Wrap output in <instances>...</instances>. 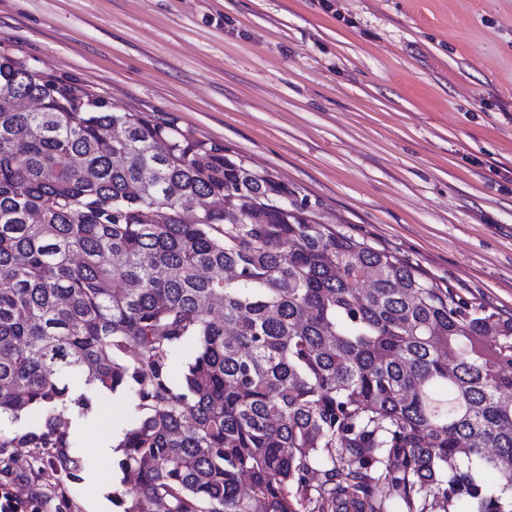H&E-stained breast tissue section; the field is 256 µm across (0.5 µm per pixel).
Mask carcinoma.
Returning <instances> with one entry per match:
<instances>
[{
    "label": "carcinoma",
    "mask_w": 512,
    "mask_h": 512,
    "mask_svg": "<svg viewBox=\"0 0 512 512\" xmlns=\"http://www.w3.org/2000/svg\"><path fill=\"white\" fill-rule=\"evenodd\" d=\"M286 196L0 53V416L38 412L0 456L76 478L68 415L125 389L121 512H512V314Z\"/></svg>",
    "instance_id": "obj_1"
}]
</instances>
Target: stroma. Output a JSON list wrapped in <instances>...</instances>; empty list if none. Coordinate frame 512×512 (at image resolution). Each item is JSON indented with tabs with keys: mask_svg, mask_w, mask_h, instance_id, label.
<instances>
[{
	"mask_svg": "<svg viewBox=\"0 0 512 512\" xmlns=\"http://www.w3.org/2000/svg\"><path fill=\"white\" fill-rule=\"evenodd\" d=\"M0 51L106 107L224 146L332 228L395 251L456 298L512 313V0H0ZM99 401L76 478L0 468L39 512L116 486Z\"/></svg>",
	"mask_w": 512,
	"mask_h": 512,
	"instance_id": "1",
	"label": "stroma"
}]
</instances>
